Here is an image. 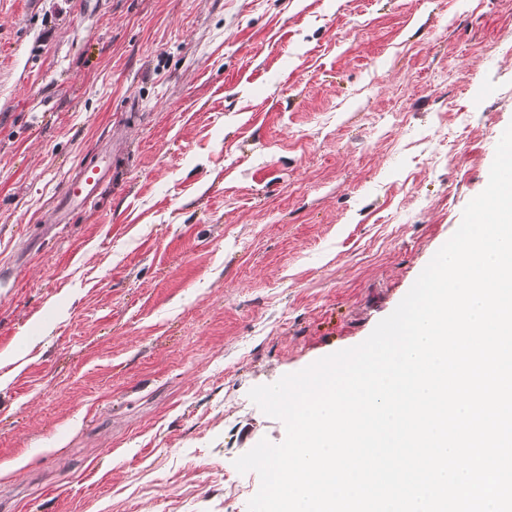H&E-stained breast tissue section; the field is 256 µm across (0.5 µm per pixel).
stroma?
I'll list each match as a JSON object with an SVG mask.
<instances>
[{
	"label": "stroma",
	"instance_id": "stroma-1",
	"mask_svg": "<svg viewBox=\"0 0 512 512\" xmlns=\"http://www.w3.org/2000/svg\"><path fill=\"white\" fill-rule=\"evenodd\" d=\"M511 124L512 0H0V512H247L250 389L394 311ZM108 176V170L101 165L87 166L66 182L61 200L56 206L59 214H62L75 202H85L94 194L99 183Z\"/></svg>",
	"mask_w": 512,
	"mask_h": 512
}]
</instances>
